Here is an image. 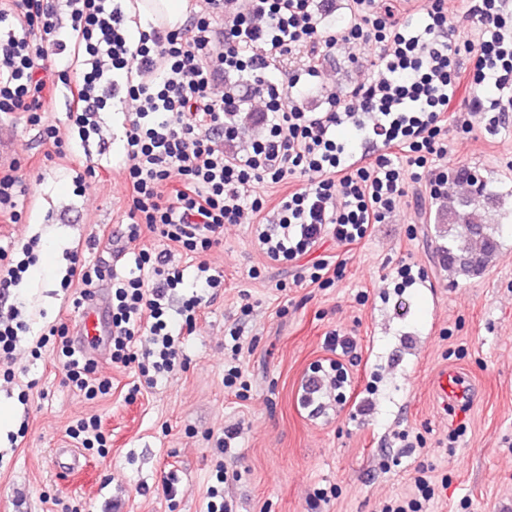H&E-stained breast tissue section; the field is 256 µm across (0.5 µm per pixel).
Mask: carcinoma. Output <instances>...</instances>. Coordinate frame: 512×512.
Segmentation results:
<instances>
[{"mask_svg": "<svg viewBox=\"0 0 512 512\" xmlns=\"http://www.w3.org/2000/svg\"><path fill=\"white\" fill-rule=\"evenodd\" d=\"M459 180L466 191L448 196V207L436 212V228H448V245L442 253L448 258V270L469 278L480 274L499 253L500 224L494 216L500 209V197L481 179H471L464 169Z\"/></svg>", "mask_w": 512, "mask_h": 512, "instance_id": "obj_1", "label": "carcinoma"}]
</instances>
